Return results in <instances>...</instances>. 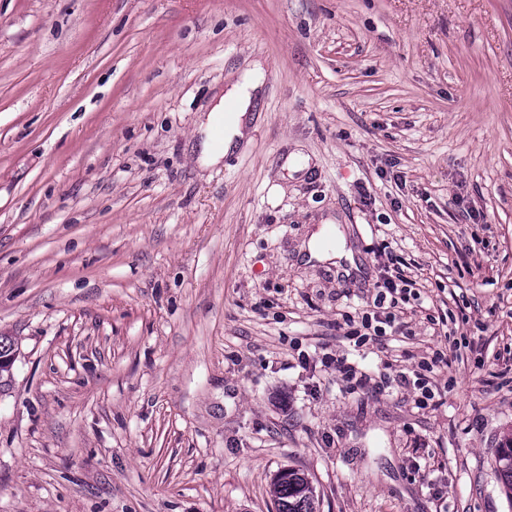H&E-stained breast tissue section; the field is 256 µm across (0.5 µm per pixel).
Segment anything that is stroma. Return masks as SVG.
I'll return each mask as SVG.
<instances>
[{
  "label": "stroma",
  "instance_id": "stroma-1",
  "mask_svg": "<svg viewBox=\"0 0 512 512\" xmlns=\"http://www.w3.org/2000/svg\"><path fill=\"white\" fill-rule=\"evenodd\" d=\"M0 334V512H512V0H0ZM262 81L256 76L243 83L231 85L225 92L219 103L202 123V132L205 138L202 142V150L199 162L206 167L216 166L225 156L239 149L243 143L248 142V132L252 121L253 106L261 95ZM232 112L224 117V132L220 147L214 143V128L221 120L225 108ZM395 273L387 272L382 285L378 286L379 291L373 301L374 309L362 316L360 325L353 331L361 342L387 336V328L392 332L396 320L393 309L398 307L399 300L405 302L408 294L411 295V288H408L412 286L411 283L399 271ZM388 296V306H385ZM497 463L504 492L512 501V437L498 448ZM306 477L294 468H288V477H275L272 493L277 512H316L317 495Z\"/></svg>",
  "mask_w": 512,
  "mask_h": 512
}]
</instances>
